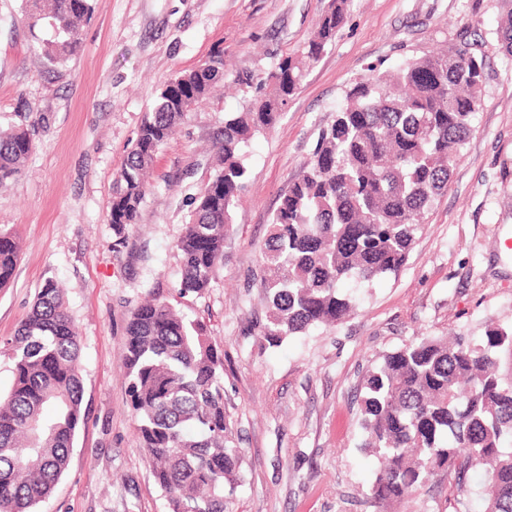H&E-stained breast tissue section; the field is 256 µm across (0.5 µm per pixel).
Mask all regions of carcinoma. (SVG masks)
Segmentation results:
<instances>
[{"label": "carcinoma", "mask_w": 512, "mask_h": 512, "mask_svg": "<svg viewBox=\"0 0 512 512\" xmlns=\"http://www.w3.org/2000/svg\"><path fill=\"white\" fill-rule=\"evenodd\" d=\"M349 0H330L300 55L265 76H237L252 97L224 114L214 137L211 181L177 242L179 294H202L224 260L233 212L246 190L242 148L272 128L306 69L331 45ZM92 0H24L21 20L43 63L63 68L81 50L80 24ZM46 30L41 38L36 32ZM512 57V9L497 28ZM487 64L462 42L355 81L324 130L302 177L274 211L262 252L267 301L259 339L266 348L341 324L354 311L348 280L372 283L403 266L426 213L448 185L482 100ZM224 81V51L165 82L145 113L112 187L109 221L123 238L136 223L161 146ZM33 149L26 126L0 128V186L15 179ZM20 248L0 233V288ZM13 383L0 397V512H34L66 471L84 424L81 343L57 283L44 282L28 317L3 347ZM512 328L491 326L479 343L426 336L382 356L360 388L359 448L378 467L367 491L376 507L413 494L432 478L465 492L473 467L487 475L485 512H512ZM138 437L169 512H229L243 482L241 452L224 408V351L204 324L177 305L146 299L131 310L123 351Z\"/></svg>", "instance_id": "cac0c4a2"}]
</instances>
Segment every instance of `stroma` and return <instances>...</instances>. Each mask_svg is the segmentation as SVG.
<instances>
[{"label":"stroma","mask_w":512,"mask_h":512,"mask_svg":"<svg viewBox=\"0 0 512 512\" xmlns=\"http://www.w3.org/2000/svg\"><path fill=\"white\" fill-rule=\"evenodd\" d=\"M329 0H94L81 52L61 70L35 55L22 0H0V126L28 124L34 149L0 186V232L20 259L0 288V341L13 336L44 282L56 280L81 337L85 424L66 474L37 512H168L140 446L122 362L131 310L156 296L200 319L224 352V408L244 476L234 512H374L375 461L359 447L358 384L414 338L467 341L512 327V61L495 29L512 0H351L346 21L279 121L245 149L248 188L233 213L210 288L180 296L176 242L213 175L214 130L244 101L220 89L187 113L157 153L135 224L117 241L112 180L161 85L223 50L229 77L265 74L300 53ZM473 43L487 61L482 102L448 187L404 265L347 284L343 323L262 348L267 304L251 278L269 223L303 173L350 85L369 66ZM453 478H436L398 512H455Z\"/></svg>","instance_id":"1"}]
</instances>
